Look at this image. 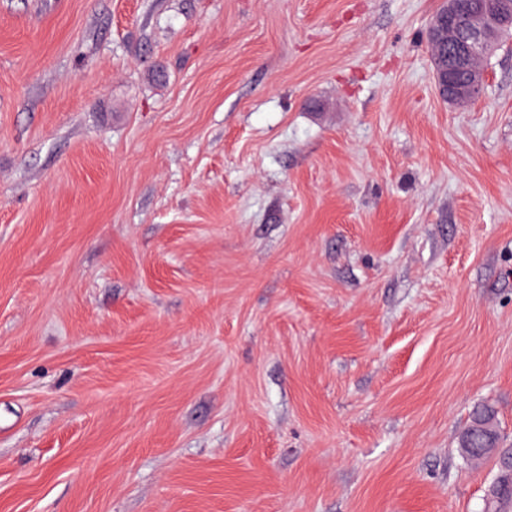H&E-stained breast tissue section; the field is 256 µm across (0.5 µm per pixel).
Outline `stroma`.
Listing matches in <instances>:
<instances>
[{
	"label": "stroma",
	"mask_w": 512,
	"mask_h": 512,
	"mask_svg": "<svg viewBox=\"0 0 512 512\" xmlns=\"http://www.w3.org/2000/svg\"><path fill=\"white\" fill-rule=\"evenodd\" d=\"M442 0H0V512H499L512 39ZM473 9L489 12L474 11L467 15L462 25L448 22V43L447 49L439 50L435 43L432 45L433 64L435 70V88L438 95L448 98L470 99L478 93L486 82L485 70L477 67L473 62L476 47L479 46L489 36L501 27L504 17L501 14H491L497 12L503 5L500 0H468ZM470 70V81L465 85H455L449 83L448 73L456 71L455 77L458 82L468 80ZM500 437L492 423V413L486 407H477L472 421L462 439V450L469 461H481L494 455L498 475L492 487V496L500 504H512V470L504 466L499 453L494 449Z\"/></svg>",
	"instance_id": "35a3bbf8"
}]
</instances>
